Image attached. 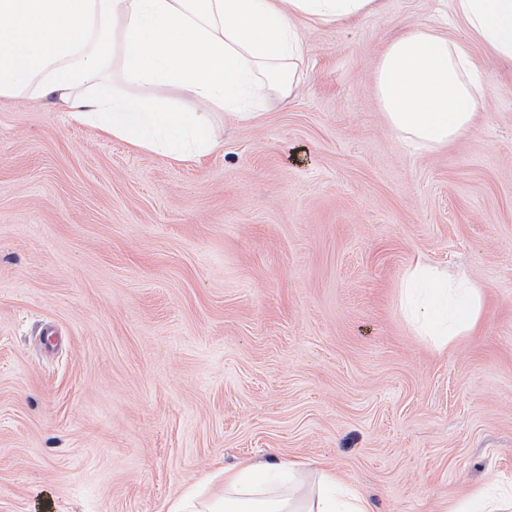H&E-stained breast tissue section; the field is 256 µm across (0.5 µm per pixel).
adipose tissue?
<instances>
[{
  "instance_id": "obj_1",
  "label": "adipose tissue",
  "mask_w": 512,
  "mask_h": 512,
  "mask_svg": "<svg viewBox=\"0 0 512 512\" xmlns=\"http://www.w3.org/2000/svg\"><path fill=\"white\" fill-rule=\"evenodd\" d=\"M379 0H0V99L56 100L71 119L137 150L201 164L223 149L211 111L249 121L258 104L288 100L307 54L300 26L375 14ZM467 32L512 63V0H455ZM390 128L430 150L475 128L485 92L480 59L433 28L388 43L374 73ZM145 85L146 100L125 88ZM193 103L186 112L172 94ZM400 308L434 349L474 333L484 297L423 261L405 272ZM186 492L169 512H372L359 487L332 468L303 487L298 465L246 462L224 489Z\"/></svg>"
}]
</instances>
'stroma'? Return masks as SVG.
Returning <instances> with one entry per match:
<instances>
[{"mask_svg": "<svg viewBox=\"0 0 512 512\" xmlns=\"http://www.w3.org/2000/svg\"><path fill=\"white\" fill-rule=\"evenodd\" d=\"M453 0H381L305 31L292 97L213 120L199 165L59 107L0 99V512H167L271 458L336 468L374 512L512 492V63L477 41V129L411 149L376 99L403 31ZM423 260L479 285L436 351L399 291Z\"/></svg>", "mask_w": 512, "mask_h": 512, "instance_id": "obj_1", "label": "stroma"}]
</instances>
